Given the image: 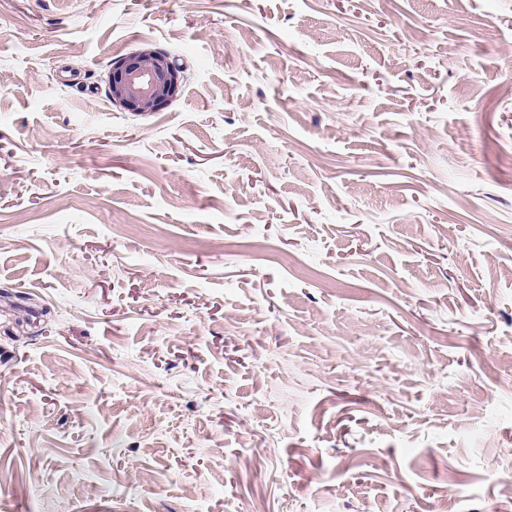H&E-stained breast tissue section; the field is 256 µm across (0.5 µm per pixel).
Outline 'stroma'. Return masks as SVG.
Returning <instances> with one entry per match:
<instances>
[{"mask_svg": "<svg viewBox=\"0 0 512 512\" xmlns=\"http://www.w3.org/2000/svg\"><path fill=\"white\" fill-rule=\"evenodd\" d=\"M509 47L512 0H0V512H512ZM116 65L108 94L112 103L131 112L159 110L180 90V70L162 52L145 47Z\"/></svg>", "mask_w": 512, "mask_h": 512, "instance_id": "35a3bbf8", "label": "stroma"}]
</instances>
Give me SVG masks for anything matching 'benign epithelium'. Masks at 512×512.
<instances>
[{
  "label": "benign epithelium",
  "mask_w": 512,
  "mask_h": 512,
  "mask_svg": "<svg viewBox=\"0 0 512 512\" xmlns=\"http://www.w3.org/2000/svg\"><path fill=\"white\" fill-rule=\"evenodd\" d=\"M180 70L169 57L151 48L116 62L108 84L113 103L131 112H154L179 92Z\"/></svg>",
  "instance_id": "7a95c632"
}]
</instances>
